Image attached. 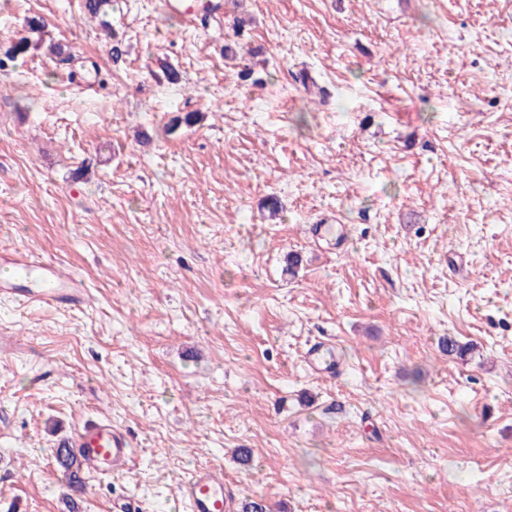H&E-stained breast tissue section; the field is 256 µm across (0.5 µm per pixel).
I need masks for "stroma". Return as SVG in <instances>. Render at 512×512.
Listing matches in <instances>:
<instances>
[{
  "mask_svg": "<svg viewBox=\"0 0 512 512\" xmlns=\"http://www.w3.org/2000/svg\"><path fill=\"white\" fill-rule=\"evenodd\" d=\"M223 2L0 0V47L73 52L0 70V253L94 295L0 297V512H62L99 419L135 462L82 512H178L202 466L270 512H512V0ZM44 29V22L40 17H32L27 21L28 35L19 37L5 50L4 55L7 59L13 60L14 58L27 53L32 45L35 47L42 42V34ZM36 36V39L32 38ZM0 262L17 276H28L34 271H40L44 281L50 284L41 291L28 294L27 301L60 307L84 305L90 301L89 289L72 271L61 265L45 262L34 252L18 250L2 254ZM306 365L311 373L330 376L339 374L342 368L335 344L324 341L316 342L310 347Z\"/></svg>",
  "mask_w": 512,
  "mask_h": 512,
  "instance_id": "35a3bbf8",
  "label": "stroma"
}]
</instances>
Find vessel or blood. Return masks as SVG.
I'll list each match as a JSON object with an SVG mask.
<instances>
[{
    "mask_svg": "<svg viewBox=\"0 0 512 512\" xmlns=\"http://www.w3.org/2000/svg\"><path fill=\"white\" fill-rule=\"evenodd\" d=\"M0 265L8 267L14 275L26 276L40 272L47 286L29 294L32 302L69 307L89 302V289L63 266L43 261L37 254L18 250L0 256ZM310 372L339 374L341 361L336 346L323 341L313 344L307 354ZM62 455L87 460L99 472L119 475L132 459L128 436L111 422L102 420L83 428L60 444ZM184 512H237V499L226 491L224 471L214 467L195 469L184 482L181 491Z\"/></svg>",
    "mask_w": 512,
    "mask_h": 512,
    "instance_id": "b4317fda",
    "label": "vessel or blood"
}]
</instances>
